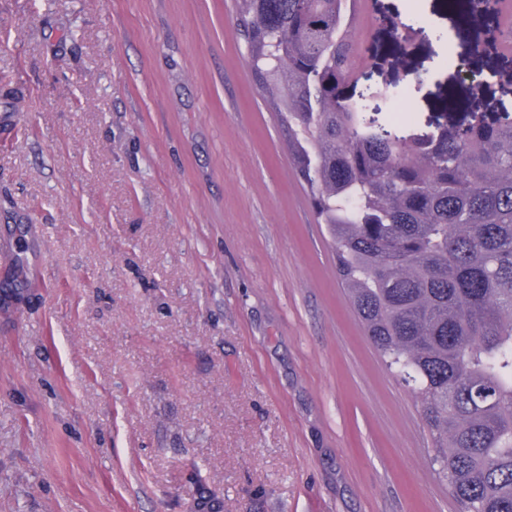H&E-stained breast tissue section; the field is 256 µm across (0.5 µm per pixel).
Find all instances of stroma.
I'll return each mask as SVG.
<instances>
[{"label": "stroma", "instance_id": "1", "mask_svg": "<svg viewBox=\"0 0 512 512\" xmlns=\"http://www.w3.org/2000/svg\"><path fill=\"white\" fill-rule=\"evenodd\" d=\"M378 123L494 117L447 0H365ZM428 76L410 86V71ZM460 101L448 113V98ZM334 274L235 0H0V512H455Z\"/></svg>", "mask_w": 512, "mask_h": 512}]
</instances>
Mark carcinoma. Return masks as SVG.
Here are the masks:
<instances>
[{
  "mask_svg": "<svg viewBox=\"0 0 512 512\" xmlns=\"http://www.w3.org/2000/svg\"><path fill=\"white\" fill-rule=\"evenodd\" d=\"M256 85L387 370L420 404L457 512H512V113L364 122L349 0H236ZM475 24L493 5L455 0ZM195 512H223L196 489Z\"/></svg>",
  "mask_w": 512,
  "mask_h": 512,
  "instance_id": "1",
  "label": "carcinoma"
}]
</instances>
